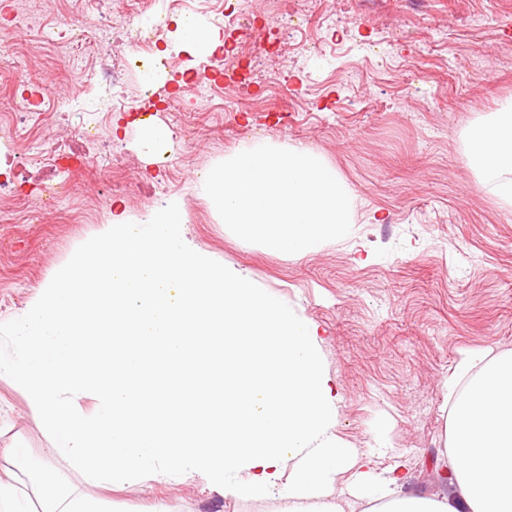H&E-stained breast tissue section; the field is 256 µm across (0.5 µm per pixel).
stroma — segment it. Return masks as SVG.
<instances>
[{
  "instance_id": "35a3bbf8",
  "label": "stroma",
  "mask_w": 512,
  "mask_h": 512,
  "mask_svg": "<svg viewBox=\"0 0 512 512\" xmlns=\"http://www.w3.org/2000/svg\"><path fill=\"white\" fill-rule=\"evenodd\" d=\"M303 32L288 29L279 0H250L264 25L225 27L203 0L191 13L221 28L252 65L236 86L214 60L197 73L222 87L166 99L145 91L138 67L124 73L131 107L101 113L83 92L82 65H96L98 20L120 51L151 25L173 32L163 0H0V115L22 101L27 125L0 136V166L24 183L0 200V353L13 324L104 230L113 204L131 218L180 199L189 246L213 266L276 292L321 330L325 370L340 402L334 433L345 445L389 442L410 469L407 493L448 487L441 451L442 384L464 349L512 351V210L501 208L466 160L470 128L512 98V0H303ZM34 10L42 26H15ZM173 133L163 162L137 145L142 113ZM99 122L100 141L76 129ZM257 144L307 148L335 167L354 198L350 236L304 256L274 255L239 239L198 184L217 163ZM66 150L81 170L58 166ZM69 183L68 196L52 188ZM39 451L47 442L23 395L0 380V446ZM105 512H283L277 494L233 498L198 475L161 474L102 492Z\"/></svg>"
}]
</instances>
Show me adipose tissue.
<instances>
[{
  "mask_svg": "<svg viewBox=\"0 0 512 512\" xmlns=\"http://www.w3.org/2000/svg\"><path fill=\"white\" fill-rule=\"evenodd\" d=\"M224 48L198 15L176 19L166 53L198 64ZM468 163L512 208V99L474 126ZM316 324L272 292L210 265L182 232L179 201L133 223L112 213L100 239L20 317L0 379L22 393L49 446L0 448V512H101L93 489L164 472L203 476L232 496L278 493L288 512H512V351H462L443 384L453 480L403 494L404 463L341 446L340 396ZM93 394L91 411L76 401ZM80 482L45 485V459ZM345 491H338V484Z\"/></svg>",
  "mask_w": 512,
  "mask_h": 512,
  "instance_id": "1",
  "label": "adipose tissue"
}]
</instances>
